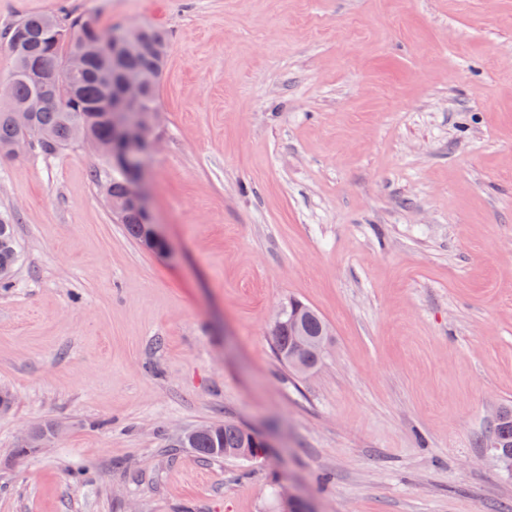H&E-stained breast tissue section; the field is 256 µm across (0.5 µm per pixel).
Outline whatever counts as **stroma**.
I'll use <instances>...</instances> for the list:
<instances>
[{
	"instance_id": "35a3bbf8",
	"label": "stroma",
	"mask_w": 512,
	"mask_h": 512,
	"mask_svg": "<svg viewBox=\"0 0 512 512\" xmlns=\"http://www.w3.org/2000/svg\"><path fill=\"white\" fill-rule=\"evenodd\" d=\"M0 0L172 33L138 246L74 146L0 157V512H512V0ZM331 350L266 335L290 300ZM231 421L272 443L200 458ZM53 424L45 448H14ZM11 214H0V287L6 288L20 261V250ZM298 303L302 304L304 308L301 309L298 327H295L291 321V317L293 314V308L296 307ZM282 320L283 310L282 308H279L275 313L268 334L272 342L275 341L279 336L277 342L271 344L273 352L278 360L287 366L289 370L295 373H301L294 369L289 362V354L293 350L294 345L295 352L299 353L300 355H302L304 351L309 350L310 348L327 350L329 342H308L304 339L303 336L310 340H322L328 337V334H330L329 326L318 311H316L311 306L297 300L288 302L287 306H285L284 325ZM298 334H302V336H298ZM296 336H298V339L295 344ZM489 440L494 453L512 460V407L507 406L500 410ZM234 424L228 421L214 423L204 432L183 435L177 446L178 448H192L204 457H234L230 453L221 452L220 448H234L237 456L243 459L262 457L265 454V448H270V445L248 429L245 430L248 434L246 442L244 430L238 424ZM214 448L217 451H214Z\"/></svg>"
}]
</instances>
